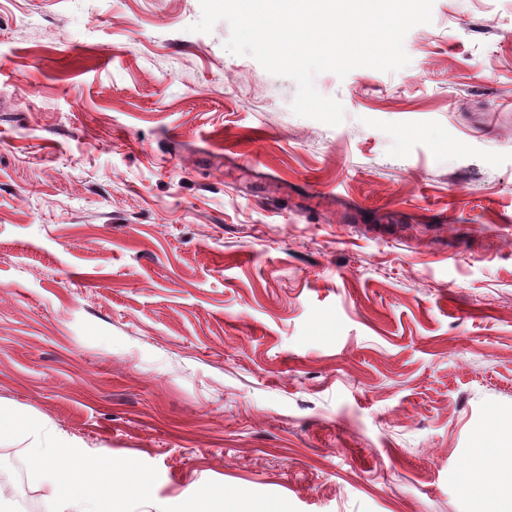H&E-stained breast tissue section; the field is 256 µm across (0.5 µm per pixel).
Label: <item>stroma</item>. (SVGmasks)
Wrapping results in <instances>:
<instances>
[{
	"instance_id": "35a3bbf8",
	"label": "stroma",
	"mask_w": 512,
	"mask_h": 512,
	"mask_svg": "<svg viewBox=\"0 0 512 512\" xmlns=\"http://www.w3.org/2000/svg\"><path fill=\"white\" fill-rule=\"evenodd\" d=\"M200 16L0 0V406L141 478L133 512H473L512 417V0L318 75L335 127ZM223 500L225 512H256L253 503L245 496H239L235 499L227 500L224 502L223 495L216 489L200 490L193 493L187 503V511L191 512H206L210 511L204 507L205 503L210 499Z\"/></svg>"
}]
</instances>
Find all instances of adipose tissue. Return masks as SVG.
<instances>
[{
  "label": "adipose tissue",
  "mask_w": 512,
  "mask_h": 512,
  "mask_svg": "<svg viewBox=\"0 0 512 512\" xmlns=\"http://www.w3.org/2000/svg\"><path fill=\"white\" fill-rule=\"evenodd\" d=\"M12 434L30 439L29 462L51 488V512H125L114 503L108 490L118 471L106 454L78 457L70 468L61 460L70 450L62 440L41 433L36 422L21 420L11 410L0 409V435ZM497 456L507 464L496 483L485 481V452H478L461 482L475 504V512H512V448H500Z\"/></svg>",
  "instance_id": "1"
}]
</instances>
